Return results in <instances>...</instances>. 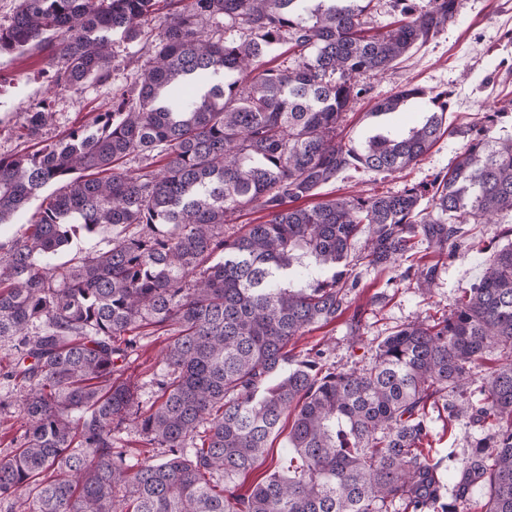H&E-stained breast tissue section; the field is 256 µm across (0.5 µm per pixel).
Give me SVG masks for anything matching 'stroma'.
Segmentation results:
<instances>
[{
	"label": "stroma",
	"instance_id": "stroma-1",
	"mask_svg": "<svg viewBox=\"0 0 512 512\" xmlns=\"http://www.w3.org/2000/svg\"><path fill=\"white\" fill-rule=\"evenodd\" d=\"M456 21L387 73L367 78L368 93L358 99L347 114V131L364 138L369 125L365 119L374 103L407 84H420L451 94L449 124L464 127L484 112L502 107L512 99V0H459ZM114 48L122 67L109 82H87L80 93L53 91L45 70L44 55H0V154L23 150L19 127L28 105L43 101L53 114L43 130L44 139L54 141L90 121L93 114L106 111L114 97L128 89L136 64L152 50L149 41L115 39ZM464 144L461 136L440 140L414 167L383 177L358 174L327 187L330 195L395 192L406 184L429 179L446 170ZM497 224L463 225L453 257L435 269L431 287L400 280L390 273L356 266L360 285L348 295L345 313L325 327L302 336L294 350L304 358L314 347L324 352L330 365L339 369L361 367L372 362L378 343L397 326L433 314L449 312L461 289L477 283L485 256L472 249L475 241L500 242ZM19 387L0 378V400L8 406L0 412V458L13 449L14 439L23 433V419L17 402ZM477 428L467 417L455 422L434 420L431 452L438 457L462 450Z\"/></svg>",
	"mask_w": 512,
	"mask_h": 512
}]
</instances>
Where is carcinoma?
I'll return each mask as SVG.
<instances>
[{
  "mask_svg": "<svg viewBox=\"0 0 512 512\" xmlns=\"http://www.w3.org/2000/svg\"><path fill=\"white\" fill-rule=\"evenodd\" d=\"M401 20L368 21L375 0H19L0 55L46 54L77 93L116 67L111 36L158 43L131 96L90 126L45 142V104L24 113L32 149L0 155V226L46 187L27 231L0 243L4 378L22 390L25 430L0 458V501L25 512H512V226L485 245L484 271L455 307L397 327L375 360L338 371L289 346L346 310L352 268H404L425 288L460 225L512 214V136L500 112L457 132L448 92L406 85L373 118L409 103L406 131L357 140L347 112L382 74L449 24L458 0H394ZM288 58L268 66L270 50ZM466 139L448 170L397 192L321 196L350 173L392 175L445 135ZM138 165L125 167L126 160ZM264 213L224 235L241 213ZM108 248L55 257L79 232ZM366 245L355 252L357 239ZM168 336L154 400L128 374L145 331ZM498 364L468 386L485 354ZM481 427L462 457L424 448L429 409ZM285 473L243 488L286 416ZM131 426L156 462L132 464Z\"/></svg>",
  "mask_w": 512,
  "mask_h": 512,
  "instance_id": "carcinoma-1",
  "label": "carcinoma"
}]
</instances>
